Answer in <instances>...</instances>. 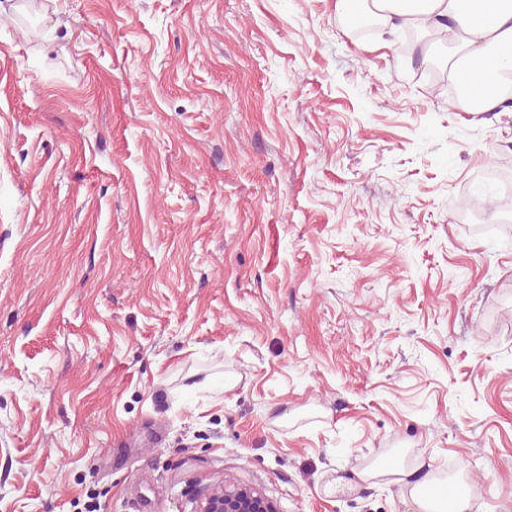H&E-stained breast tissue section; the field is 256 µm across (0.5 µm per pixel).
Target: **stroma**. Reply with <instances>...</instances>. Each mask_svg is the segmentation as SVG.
<instances>
[{
	"label": "stroma",
	"mask_w": 512,
	"mask_h": 512,
	"mask_svg": "<svg viewBox=\"0 0 512 512\" xmlns=\"http://www.w3.org/2000/svg\"><path fill=\"white\" fill-rule=\"evenodd\" d=\"M336 0H0V512H512V111ZM196 512H276V509L254 489L239 485L207 489Z\"/></svg>",
	"instance_id": "1"
}]
</instances>
